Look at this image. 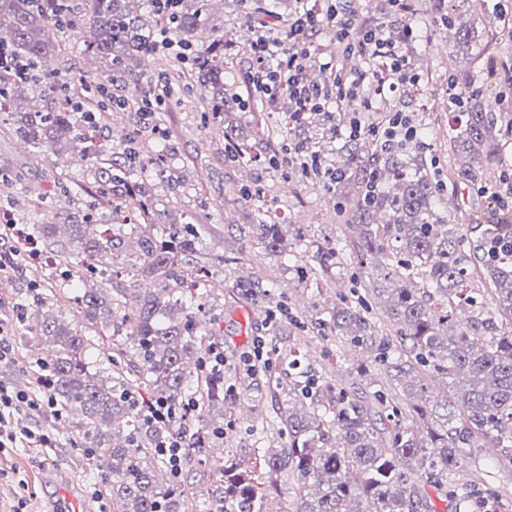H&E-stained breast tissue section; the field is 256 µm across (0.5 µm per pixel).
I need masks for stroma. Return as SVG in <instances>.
I'll list each match as a JSON object with an SVG mask.
<instances>
[{"label": "stroma", "instance_id": "1", "mask_svg": "<svg viewBox=\"0 0 512 512\" xmlns=\"http://www.w3.org/2000/svg\"><path fill=\"white\" fill-rule=\"evenodd\" d=\"M350 5L358 23L381 26L387 37L402 40L407 67L420 76L423 87L416 91L399 85L373 94L374 107L384 114L406 113L423 126V141L427 154L435 160L434 179L441 186L440 195L457 200L452 219L465 225L471 238H479V226L488 220V196L498 185L492 182L484 187L459 175L458 162L450 157L448 86L461 84L467 73L481 68L512 67V41L490 46L484 36L490 29L512 30V0H407L405 10L399 13L392 10L389 0H350ZM448 13L474 24L476 44L456 45L454 31L437 21ZM216 15L224 21V56L232 63L228 82L245 102L238 117L246 129L250 163L238 165L227 160L223 128L210 121L203 93L189 77L165 110L151 117L133 105L102 119L100 131L107 147L132 133L154 144L177 143L175 165L184 184L170 210L176 217L192 211L194 223L208 225L202 247L225 261L223 272L216 276L218 287L209 293V307L216 317L214 343L224 350L225 383L241 391L239 406L263 416L274 407L267 380L261 375L246 377L238 366L255 337H266L277 350L297 351L331 384L340 370L356 367L350 350L314 324L315 318L326 317L335 305L336 292L347 286L353 267L350 259H343L340 267L333 269L324 292L304 286L302 278L313 263L310 241L325 239L339 247L345 244L335 190L301 180L294 165L272 167L267 163L268 156L280 147L279 142L269 140L267 130L279 122L287 104L258 96L250 80L255 61L244 45L261 33L283 40L286 13L278 12L263 29L255 23L253 11L237 6L235 0H219ZM56 38L61 50L51 63L57 76L94 84L95 64L82 52L78 29L62 25ZM311 41L313 47L303 65L306 77L314 79L322 74L324 63L339 61L341 50L336 31L327 20L313 32ZM291 139L293 149H320L332 164L339 160L344 144L336 134L335 118L325 110L306 114ZM0 164L13 175L9 185L0 187V225L48 222L71 205L92 208L101 200L100 189L87 178L85 166L63 167L56 157L33 152L11 126L1 122ZM271 211L279 213L285 239V250L277 256L250 231L261 213ZM251 276L276 284L284 294L281 308H272L259 298H242L236 280ZM272 310L278 315L273 323L267 320ZM303 310L313 315V322L300 319ZM50 434L52 445L48 448L0 450V512H57L63 494L52 484L51 473L58 466L76 478L78 512H112L110 501L91 494L95 478L75 429L57 423Z\"/></svg>", "mask_w": 512, "mask_h": 512}]
</instances>
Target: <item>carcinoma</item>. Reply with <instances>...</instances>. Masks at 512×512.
I'll list each match as a JSON object with an SVG mask.
<instances>
[{
	"label": "carcinoma",
	"instance_id": "obj_1",
	"mask_svg": "<svg viewBox=\"0 0 512 512\" xmlns=\"http://www.w3.org/2000/svg\"><path fill=\"white\" fill-rule=\"evenodd\" d=\"M70 0H0V41L14 56L33 65L24 76L11 75L0 97V119L39 153L62 155L80 149L87 169L106 195L116 199L98 217L65 210L58 224H30L26 236L38 250L51 247L64 277L37 273L32 290L34 316L25 328L54 346L48 361L36 358L24 370L25 392L37 394L42 380L52 383L54 411L70 422L83 451L101 472L114 512H186L192 498L208 512H283L272 507L273 489L282 478L296 479L292 512H432L431 494L451 502L463 499L476 512H501L497 491L449 479L476 463L493 459L512 472V216L489 198L500 220L483 225V265L472 261V242L462 225L438 213L439 187L424 149L382 147L370 137L348 142L336 182L337 212L350 232V258L367 278V293L383 299L380 316L366 297H341L318 325L340 341L375 353L361 363L353 390L318 384L293 351L276 355L275 389L288 406L269 420L288 445L253 448L263 468L245 467L234 449L224 457L208 447L224 438L206 411L237 406L224 377L202 369L213 337L205 320L207 288L216 259L200 249L201 225L178 223L155 208L162 185L179 195L172 175L173 147L143 151L130 141L96 148L99 120L84 102L59 96V85L42 75L41 61L61 50L54 28L70 20L61 5ZM156 0H88L78 20L88 36L83 52L99 63L96 78L115 112L125 106L126 85L137 81L142 58L154 51ZM214 0H175L166 11L169 37L188 50L191 75L209 93V112L224 124L240 107L226 82L224 36L215 35ZM480 71L467 75L454 154L468 157L459 173L476 181L486 162L501 160L504 115L492 111L473 86ZM234 160L247 146L224 130ZM379 214L387 215L383 224ZM257 238L272 253L282 240L277 224L260 220ZM315 284L339 263L336 247L317 246ZM145 279L153 287L129 288L125 278ZM91 278L98 288H78ZM246 294L274 298L259 281L240 282ZM63 288L73 321L53 311ZM112 341L105 357L112 376L91 371L86 350L100 339ZM444 383L440 400H429L430 382ZM195 401V410L178 417L192 430L182 465L213 476L201 485L174 479L159 453L169 437L166 425L143 420V404L162 401L175 409Z\"/></svg>",
	"mask_w": 512,
	"mask_h": 512
}]
</instances>
